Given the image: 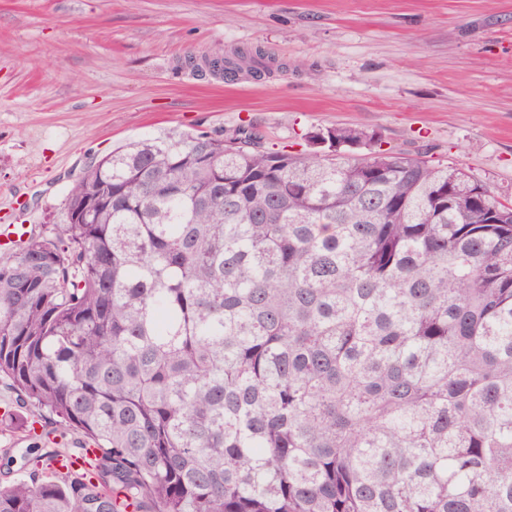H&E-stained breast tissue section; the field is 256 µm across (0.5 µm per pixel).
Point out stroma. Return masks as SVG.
I'll use <instances>...</instances> for the list:
<instances>
[{"instance_id": "1", "label": "stroma", "mask_w": 512, "mask_h": 512, "mask_svg": "<svg viewBox=\"0 0 512 512\" xmlns=\"http://www.w3.org/2000/svg\"><path fill=\"white\" fill-rule=\"evenodd\" d=\"M261 47L260 79L189 58ZM251 123L304 149L332 126L456 165L512 201V0H0V225L66 223L91 160ZM25 441L0 420V482Z\"/></svg>"}]
</instances>
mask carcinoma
I'll return each instance as SVG.
<instances>
[{
    "label": "carcinoma",
    "instance_id": "carcinoma-1",
    "mask_svg": "<svg viewBox=\"0 0 512 512\" xmlns=\"http://www.w3.org/2000/svg\"><path fill=\"white\" fill-rule=\"evenodd\" d=\"M308 141L131 142L0 259L3 416L57 445L0 512H512V203Z\"/></svg>",
    "mask_w": 512,
    "mask_h": 512
}]
</instances>
